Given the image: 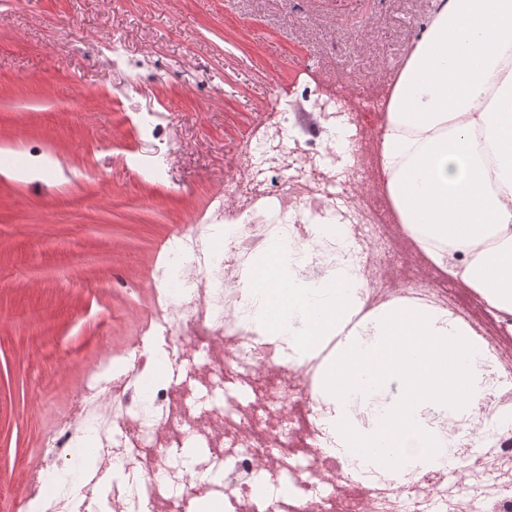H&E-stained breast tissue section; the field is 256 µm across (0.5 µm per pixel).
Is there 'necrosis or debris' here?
I'll return each mask as SVG.
<instances>
[{
  "label": "necrosis or debris",
  "instance_id": "1",
  "mask_svg": "<svg viewBox=\"0 0 512 512\" xmlns=\"http://www.w3.org/2000/svg\"><path fill=\"white\" fill-rule=\"evenodd\" d=\"M350 95L318 79L277 91L268 119L232 162L229 197L214 211L223 225L202 239L186 224L167 245L166 267L151 286L152 301L123 355L101 349L100 361L73 393L68 412L46 433L45 461L26 476L29 494L15 512H77L97 497L95 481L81 479L76 494L43 497V487L77 457L87 405L112 414L109 428L91 436L98 461L119 472L110 512H183L192 499L221 497L224 512H512V354L484 341L483 379L488 407L468 419L470 433L487 442L466 476L363 470L338 453L333 403L320 394L321 368L339 339L322 337L301 361L291 348L257 327V305L243 274L256 269L272 243L298 249L312 233L304 215L320 217L325 234L306 254L302 276L320 278L337 260L360 266L364 303L353 323H367L390 303L436 307L463 328L471 320L428 279L382 289L393 243L386 227L400 221L393 206L357 201L366 171L367 122ZM348 144L349 162L337 165L329 142ZM209 407L196 412L190 381ZM456 442L465 433L439 421ZM206 445L193 469L169 466L186 441ZM223 467L224 479H204Z\"/></svg>",
  "mask_w": 512,
  "mask_h": 512
}]
</instances>
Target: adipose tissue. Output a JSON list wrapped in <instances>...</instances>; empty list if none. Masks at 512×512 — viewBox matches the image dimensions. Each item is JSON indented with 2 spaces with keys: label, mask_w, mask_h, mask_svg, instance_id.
Instances as JSON below:
<instances>
[{
  "label": "adipose tissue",
  "mask_w": 512,
  "mask_h": 512,
  "mask_svg": "<svg viewBox=\"0 0 512 512\" xmlns=\"http://www.w3.org/2000/svg\"><path fill=\"white\" fill-rule=\"evenodd\" d=\"M379 162L431 262L493 306L512 305V0H443L389 95ZM448 246L476 256L457 269ZM262 264L250 281L259 318L287 313L293 350L342 331L363 305L352 267L308 281L293 264Z\"/></svg>",
  "instance_id": "obj_1"
}]
</instances>
